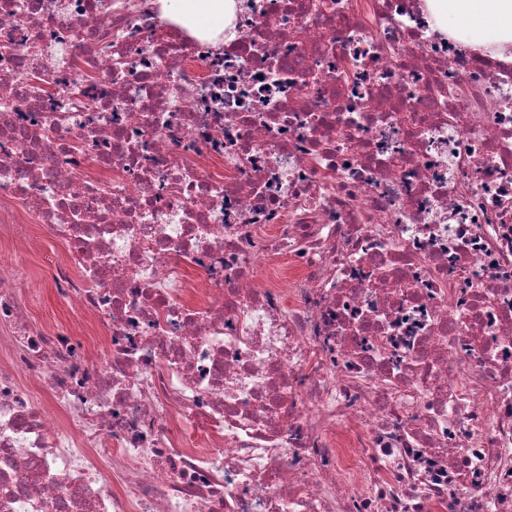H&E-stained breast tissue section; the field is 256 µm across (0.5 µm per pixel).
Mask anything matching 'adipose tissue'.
Returning a JSON list of instances; mask_svg holds the SVG:
<instances>
[{
  "label": "adipose tissue",
  "instance_id": "adipose-tissue-1",
  "mask_svg": "<svg viewBox=\"0 0 512 512\" xmlns=\"http://www.w3.org/2000/svg\"><path fill=\"white\" fill-rule=\"evenodd\" d=\"M162 15L210 40L223 38L237 0H160ZM440 32L492 55L512 54V0H425Z\"/></svg>",
  "mask_w": 512,
  "mask_h": 512
}]
</instances>
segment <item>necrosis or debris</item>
<instances>
[{
    "label": "necrosis or debris",
    "instance_id": "obj_1",
    "mask_svg": "<svg viewBox=\"0 0 512 512\" xmlns=\"http://www.w3.org/2000/svg\"><path fill=\"white\" fill-rule=\"evenodd\" d=\"M0 0V512H512V59L423 0ZM202 275L199 297L187 276ZM162 15L209 40L223 38L235 17L237 0H159ZM30 246L19 256L28 271L24 288L33 298V312L39 323L75 324L73 316L60 305L47 283L48 269L44 255L48 248L47 232L41 224H30Z\"/></svg>",
    "mask_w": 512,
    "mask_h": 512
}]
</instances>
